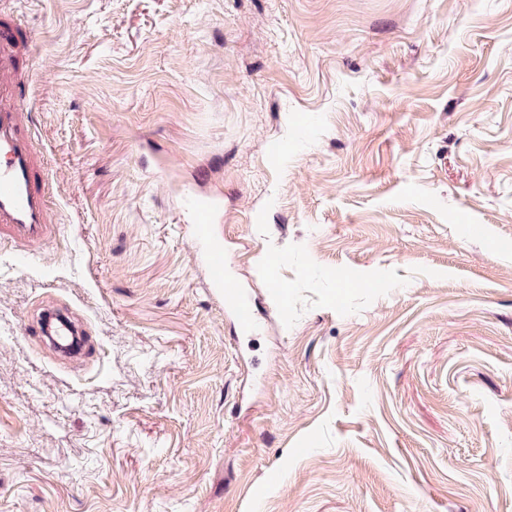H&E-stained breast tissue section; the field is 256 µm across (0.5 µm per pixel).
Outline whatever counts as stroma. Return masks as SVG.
I'll return each instance as SVG.
<instances>
[{"instance_id": "35a3bbf8", "label": "stroma", "mask_w": 512, "mask_h": 512, "mask_svg": "<svg viewBox=\"0 0 512 512\" xmlns=\"http://www.w3.org/2000/svg\"><path fill=\"white\" fill-rule=\"evenodd\" d=\"M6 11L58 231L0 241V512H512V0ZM191 239L200 261L210 272L208 287L224 301L225 314L230 316L240 332L252 334L257 319L251 304L224 260V242L213 229V211L209 204H192L188 211ZM47 311V310H44ZM43 311V312H44ZM57 313V315H54L57 319V321L54 324L48 323L47 325L44 324L42 320V313L38 316L36 319V323L39 328V334L40 336H81V334L78 332L76 327L69 321L68 318L65 316L60 315L55 309L51 310ZM55 328V332H53V329Z\"/></svg>"}]
</instances>
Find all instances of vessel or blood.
Listing matches in <instances>:
<instances>
[{
	"label": "vessel or blood",
	"instance_id": "b4317fda",
	"mask_svg": "<svg viewBox=\"0 0 512 512\" xmlns=\"http://www.w3.org/2000/svg\"><path fill=\"white\" fill-rule=\"evenodd\" d=\"M31 32L0 18V241L26 246L55 236L54 213L47 204L49 176L44 158L30 144L31 128L22 108V91L34 61ZM191 239L209 272V288L240 332L252 333L257 319L224 258V242L213 229V211L192 204Z\"/></svg>",
	"mask_w": 512,
	"mask_h": 512
}]
</instances>
